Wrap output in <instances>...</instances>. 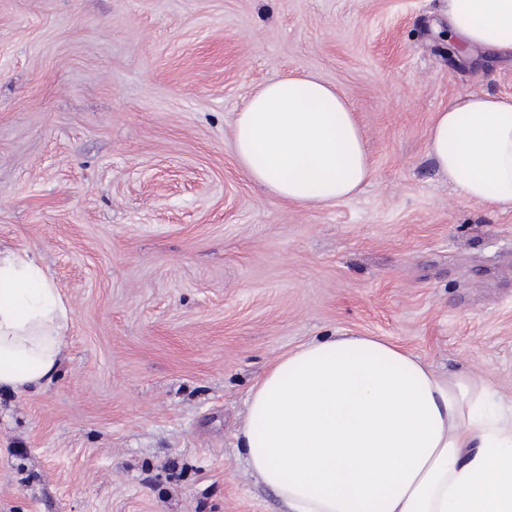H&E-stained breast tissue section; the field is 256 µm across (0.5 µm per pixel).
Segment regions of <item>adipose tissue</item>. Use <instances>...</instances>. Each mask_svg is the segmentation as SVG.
Listing matches in <instances>:
<instances>
[{"mask_svg":"<svg viewBox=\"0 0 512 512\" xmlns=\"http://www.w3.org/2000/svg\"><path fill=\"white\" fill-rule=\"evenodd\" d=\"M447 7L450 37L512 51V0ZM233 146L253 182L300 205L348 199L372 172L346 99L312 73L254 93ZM428 152L467 199L512 212V96H456L434 116ZM67 322L34 258L0 257V388L49 380ZM242 448L285 512H512V405L477 375L441 376L377 337L335 336L281 357L249 393Z\"/></svg>","mask_w":512,"mask_h":512,"instance_id":"ef3b65f1","label":"adipose tissue"}]
</instances>
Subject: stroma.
I'll list each match as a JSON object with an SVG mask.
<instances>
[{
    "label": "stroma",
    "instance_id": "stroma-1",
    "mask_svg": "<svg viewBox=\"0 0 512 512\" xmlns=\"http://www.w3.org/2000/svg\"><path fill=\"white\" fill-rule=\"evenodd\" d=\"M452 44L444 0H0V251L69 310L57 374L0 391V512H283L246 469V402L328 336L512 400V212L427 149L456 95L512 94V54ZM301 72L372 160L331 205L234 154L250 95Z\"/></svg>",
    "mask_w": 512,
    "mask_h": 512
}]
</instances>
